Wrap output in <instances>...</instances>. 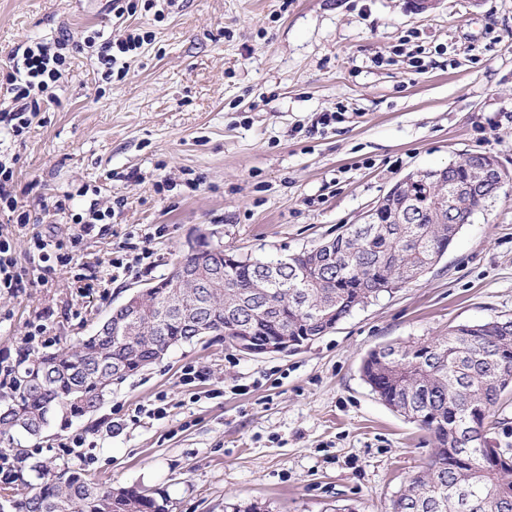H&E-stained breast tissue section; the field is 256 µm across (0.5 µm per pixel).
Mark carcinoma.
Wrapping results in <instances>:
<instances>
[{
	"instance_id": "1",
	"label": "carcinoma",
	"mask_w": 512,
	"mask_h": 512,
	"mask_svg": "<svg viewBox=\"0 0 512 512\" xmlns=\"http://www.w3.org/2000/svg\"><path fill=\"white\" fill-rule=\"evenodd\" d=\"M448 181L453 193L443 215L433 207L430 185L419 181L400 222L349 225L317 271L310 257L290 258L273 273L258 260L240 259L224 270L220 287L204 294L151 289L141 324L129 336L97 331L55 353L20 349L0 380V444L26 466L0 480V500L11 498L13 512H169L167 499L141 487L90 482L65 462L44 466L14 447V434L37 436L54 418L66 423L96 413L114 382L149 366L156 348L194 341L190 317L165 310L174 291L186 296L193 313L209 302L215 329L239 314L251 320L256 336H287L294 348L325 335L381 293L412 282L409 274L432 269L461 226L488 206L491 196L477 183L470 157L448 166ZM360 372L381 401L434 437L426 469L398 492L393 512H512V466L494 462L482 443L465 445L470 428L484 438L491 434L512 390V318L379 345L366 353ZM19 485L25 492L17 498Z\"/></svg>"
}]
</instances>
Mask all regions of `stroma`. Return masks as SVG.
I'll use <instances>...</instances> for the list:
<instances>
[{
	"mask_svg": "<svg viewBox=\"0 0 512 512\" xmlns=\"http://www.w3.org/2000/svg\"><path fill=\"white\" fill-rule=\"evenodd\" d=\"M135 27L151 39L124 79L102 78L83 47L27 132L0 133L31 217L22 229L0 215L25 283L0 293V366L93 333L196 235L285 258L361 223L415 170L482 152L512 171V0L426 13L412 0H183L120 19L100 0H0V67L28 41L83 46ZM336 110L342 122L318 125ZM61 199L70 214L55 213ZM94 202L111 222L79 240L72 267L44 274L29 238L69 240ZM118 257L132 268L112 269ZM498 317H512V181L429 273L325 336L261 357L220 339L173 347L93 416L17 442L46 466L148 488L170 512H391L433 442L372 393L362 358ZM157 406L165 417H147Z\"/></svg>",
	"mask_w": 512,
	"mask_h": 512,
	"instance_id": "obj_1",
	"label": "stroma"
}]
</instances>
